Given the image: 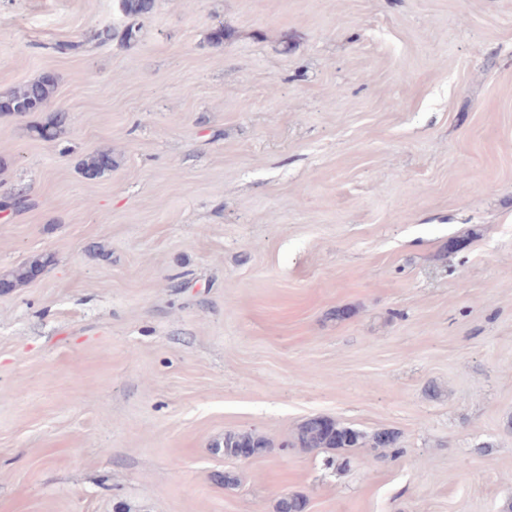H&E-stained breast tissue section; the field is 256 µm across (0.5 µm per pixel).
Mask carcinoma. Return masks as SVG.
<instances>
[{
  "label": "carcinoma",
  "instance_id": "obj_1",
  "mask_svg": "<svg viewBox=\"0 0 512 512\" xmlns=\"http://www.w3.org/2000/svg\"><path fill=\"white\" fill-rule=\"evenodd\" d=\"M124 14L130 18H141L149 15L155 6V0H121ZM114 33L110 28L91 31L85 41L67 42L56 46L57 51L69 53L83 46V43L103 44L112 40ZM56 90V79L38 78L23 87L0 95V113L25 115L42 111L52 99ZM69 115L63 110H56L45 115L43 121L30 127L33 136L47 141L58 139L66 131ZM114 160L112 151L101 150L87 156L80 163L82 175L86 177L103 176L112 171ZM52 262V256L44 255L34 258L27 264L0 276V289L15 288L21 283L33 279L41 270ZM398 434L392 430H379L367 436L363 432L343 425L331 418L312 416L304 420L291 439L285 441L284 447L300 448L304 451H314L323 448H371L378 451L382 448H392L394 453H400L396 448ZM223 449L224 456L237 457L241 448L251 449L252 455H260L269 448V441L252 432H229L224 435V441L216 444ZM307 501L300 495L282 497L277 504L276 512H305Z\"/></svg>",
  "mask_w": 512,
  "mask_h": 512
}]
</instances>
